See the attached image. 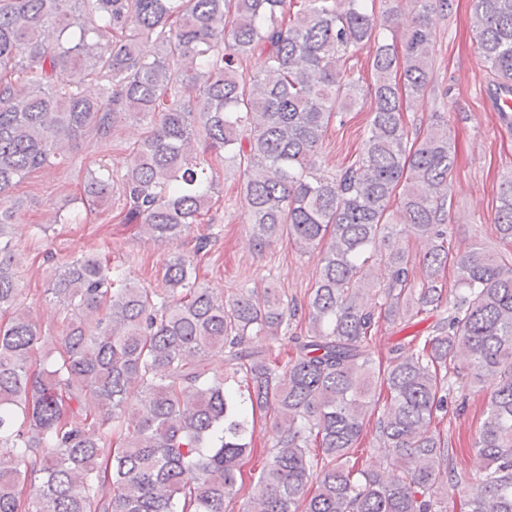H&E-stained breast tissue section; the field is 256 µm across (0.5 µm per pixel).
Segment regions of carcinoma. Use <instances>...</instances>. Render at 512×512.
I'll list each match as a JSON object with an SVG mask.
<instances>
[{
	"label": "carcinoma",
	"instance_id": "1",
	"mask_svg": "<svg viewBox=\"0 0 512 512\" xmlns=\"http://www.w3.org/2000/svg\"><path fill=\"white\" fill-rule=\"evenodd\" d=\"M476 50L495 94L512 95V0H471ZM452 0H0V512H512V170L494 213L503 249L448 248L456 149L448 119L409 129L430 89L434 11ZM371 46L367 85L347 75ZM263 57L257 75L249 56ZM101 92H86L88 81ZM370 98L358 157L317 167L318 146ZM148 125L117 193L121 222L175 244L205 221L212 150L238 161L243 223L259 247L318 252L303 334L277 341L297 304L276 288L231 299L172 254L161 289L90 254L54 270L57 335L42 334L14 272L9 191L89 133ZM205 147L199 148V142ZM427 242L415 255L405 244ZM455 271L454 288L444 272ZM374 288L378 305L364 300ZM438 313L424 330L421 316ZM410 330L375 362L380 323ZM219 365L243 375L246 394ZM467 379L484 400L474 462L457 470L433 424ZM386 393L380 403L377 392ZM277 439L256 482L238 481L249 419ZM383 457L350 462L367 423Z\"/></svg>",
	"mask_w": 512,
	"mask_h": 512
}]
</instances>
